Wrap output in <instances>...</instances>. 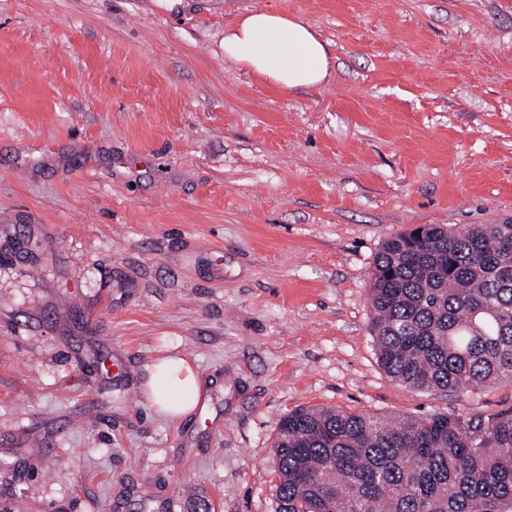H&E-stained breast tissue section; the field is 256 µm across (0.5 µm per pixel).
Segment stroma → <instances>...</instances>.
Segmentation results:
<instances>
[{
    "label": "stroma",
    "mask_w": 512,
    "mask_h": 512,
    "mask_svg": "<svg viewBox=\"0 0 512 512\" xmlns=\"http://www.w3.org/2000/svg\"><path fill=\"white\" fill-rule=\"evenodd\" d=\"M303 17L331 82L224 59ZM512 221V0H0V512H276L289 411L512 408L418 392L370 330L383 242ZM193 361L207 410L146 401ZM224 59L287 91L319 87L333 76L327 42L302 18L250 9L224 29ZM146 369L145 395L156 414L176 423L199 407L204 397L203 383L192 363L180 357H165Z\"/></svg>",
    "instance_id": "stroma-1"
}]
</instances>
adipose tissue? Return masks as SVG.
<instances>
[{
	"mask_svg": "<svg viewBox=\"0 0 512 512\" xmlns=\"http://www.w3.org/2000/svg\"><path fill=\"white\" fill-rule=\"evenodd\" d=\"M224 57L264 83L287 91L328 83L333 75L327 42L302 18L268 9H250L224 30ZM146 398L171 422L199 407L203 384L195 367L165 357L147 367Z\"/></svg>",
	"mask_w": 512,
	"mask_h": 512,
	"instance_id": "ef3b65f1",
	"label": "adipose tissue"
}]
</instances>
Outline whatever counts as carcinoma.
<instances>
[{
  "label": "carcinoma",
  "mask_w": 512,
  "mask_h": 512,
  "mask_svg": "<svg viewBox=\"0 0 512 512\" xmlns=\"http://www.w3.org/2000/svg\"><path fill=\"white\" fill-rule=\"evenodd\" d=\"M378 360L417 391L512 386V222L419 224L387 238L368 281ZM277 512H512V409L391 420L285 415Z\"/></svg>",
  "instance_id": "obj_1"
}]
</instances>
